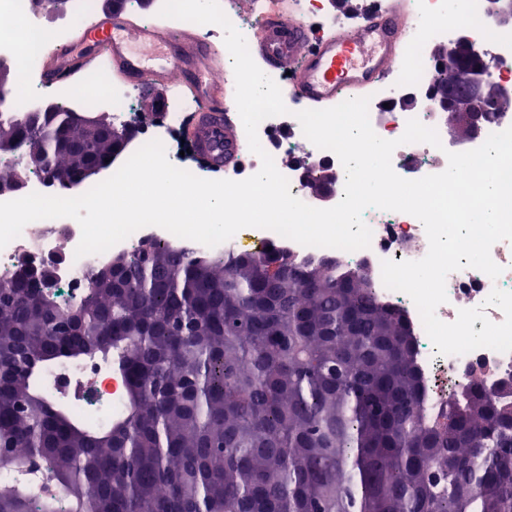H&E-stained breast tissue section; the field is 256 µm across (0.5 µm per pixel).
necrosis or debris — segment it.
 Returning a JSON list of instances; mask_svg holds the SVG:
<instances>
[{"label": "necrosis or debris", "instance_id": "1", "mask_svg": "<svg viewBox=\"0 0 512 512\" xmlns=\"http://www.w3.org/2000/svg\"><path fill=\"white\" fill-rule=\"evenodd\" d=\"M415 25L407 33V48L414 62L403 65L398 74L382 81L371 94L369 104L370 123L381 138L397 141L392 154V167L402 178L416 180L443 172L448 160L445 153L426 143L400 144L409 118H416L434 128L440 140H447L448 129L442 122L441 113L430 105H422L413 113L382 112L380 104L396 96L414 91L427 92L431 74L436 65L435 46L447 44L456 33V27L448 23L447 0H413ZM467 23L473 42L486 47L495 64V77L512 88V26H500L491 21L484 7V0H468ZM72 24L63 20L46 25L43 14L36 9L33 0H0V60L8 61L21 73L23 92L16 96L20 107H31L39 100L61 105L69 103L91 109L112 111L114 117L125 118L134 96L131 88L115 85L107 69L89 71L82 84L68 82L53 85L40 84L38 73L48 47L61 48L70 41ZM169 99L173 107L164 113L158 123L143 127L138 134L140 143L153 140L169 142L170 132L179 126L186 112L194 104L185 98L178 87H171ZM262 148L272 157L296 151L319 155L337 175L333 195L319 199L308 194L302 170L282 168L290 185V193L306 204L317 208L335 206L343 197L346 172L339 158L332 151L317 149L303 134L299 121L293 115H279L264 119L257 129ZM363 220L372 231L369 247L353 252L333 248L307 247L267 229H254L253 235L261 245H273L295 254L302 259L335 258L342 267H365L375 280L378 300L385 307L398 311L408 325L413 339L415 360L423 380L426 401L431 409H438L443 395V380L463 384L472 376L484 374L487 383H495L512 377V353H502L490 348H479L463 355L438 354L429 339L419 311L405 292L392 290L382 282L381 264L386 260L415 261L428 252V239L423 224L414 216L398 211L366 209ZM81 239V228L71 218L44 219L28 224L21 235L0 249V274L14 268L25 254H33L47 261L58 260V288L60 303L70 304L78 300L86 286L85 275L90 268L106 263L109 253L89 254L76 257L75 249ZM495 263L503 269L498 279L485 273L465 268L452 272L446 280L447 300L436 314L446 323L454 322L459 310L485 306L486 315L492 322L503 321V312L495 306H486L485 300L493 289L512 291V243L500 241L491 248ZM95 389L105 405H118L119 396L110 395V378L94 364L87 363L75 370L58 372L56 385H70L72 379ZM104 405V407H105ZM104 407L86 406V413L101 421L106 417Z\"/></svg>", "mask_w": 512, "mask_h": 512}]
</instances>
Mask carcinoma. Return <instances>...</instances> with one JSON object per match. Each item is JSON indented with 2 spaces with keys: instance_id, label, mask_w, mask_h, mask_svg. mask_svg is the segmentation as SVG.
<instances>
[{
  "instance_id": "carcinoma-1",
  "label": "carcinoma",
  "mask_w": 512,
  "mask_h": 512,
  "mask_svg": "<svg viewBox=\"0 0 512 512\" xmlns=\"http://www.w3.org/2000/svg\"><path fill=\"white\" fill-rule=\"evenodd\" d=\"M54 112L28 146L60 169ZM63 307L0 287V512H512V390L428 410L410 333L367 271L279 250L141 241ZM97 360L127 383L108 426L48 389Z\"/></svg>"
}]
</instances>
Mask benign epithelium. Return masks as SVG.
Returning <instances> with one entry per match:
<instances>
[{
	"label": "benign epithelium",
	"mask_w": 512,
	"mask_h": 512,
	"mask_svg": "<svg viewBox=\"0 0 512 512\" xmlns=\"http://www.w3.org/2000/svg\"><path fill=\"white\" fill-rule=\"evenodd\" d=\"M487 10L494 17L509 18L512 16V0H488ZM449 60L454 62L457 76L446 83L434 84L429 98L435 110L444 114L448 124L450 144L456 146L477 137L480 134L482 119L496 111L495 105L511 101L512 91L493 80L494 64L487 54L479 52L473 44L464 39L448 48V51L439 53L438 66H444ZM13 80L12 66L1 61L0 112L11 111L8 99ZM461 103L464 104L466 111L474 115V120L465 129L461 128L454 119V112ZM63 110L65 109L50 102L41 103L34 109L16 114L14 124L20 130L21 137L11 140L0 139V158L18 163V169L14 178L0 181V193L19 192L28 180L29 158L22 135L28 131L43 130L47 127L48 116ZM65 111L69 112L72 122L80 128L108 135L112 139V152L106 157V161L92 164L81 145L62 142V148L70 157L67 174H59L51 161L44 158L41 159V165L37 169L47 185L59 190L76 187L107 168L108 162L116 160L131 143L140 122V118L135 117L131 121L120 123L109 120L102 125L100 119L86 116L74 108ZM17 274L21 277L34 275L40 278L47 288L56 286L55 266L50 263L37 266L32 257L23 261Z\"/></svg>",
	"instance_id": "benign-epithelium-1"
}]
</instances>
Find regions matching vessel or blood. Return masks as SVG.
Masks as SVG:
<instances>
[{
  "mask_svg": "<svg viewBox=\"0 0 512 512\" xmlns=\"http://www.w3.org/2000/svg\"><path fill=\"white\" fill-rule=\"evenodd\" d=\"M401 9L400 0H386L384 8L369 13L361 26L310 40L303 24L279 18L278 22L259 28L255 52L270 67L288 69L289 89L301 104L310 109H324L336 104L345 94L365 92L389 77L398 60L396 45L402 39L395 27ZM166 42V63L176 67L190 62L201 65L200 77L190 85L195 113L201 119L186 127L187 140L194 152L206 159L211 169L233 170L242 155V145L235 126L226 121L213 96L214 84L234 87L230 76L215 77L211 56L197 37L173 35L153 23L136 24L123 14L94 17L77 43L54 50L49 68L41 79L50 83L75 71L82 61L77 45L89 46L94 57L104 60L114 72L139 78L145 64L143 56L133 54L132 45L150 49ZM373 45L371 62L356 66L355 57L365 45Z\"/></svg>",
  "mask_w": 512,
  "mask_h": 512,
  "instance_id": "b4317fda",
  "label": "vessel or blood"
}]
</instances>
